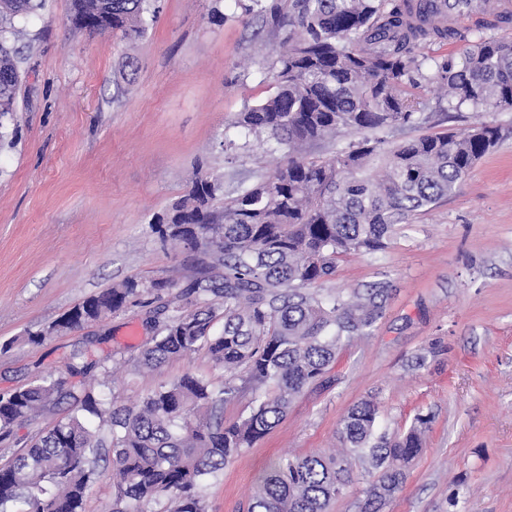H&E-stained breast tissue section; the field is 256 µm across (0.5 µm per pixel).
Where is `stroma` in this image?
I'll use <instances>...</instances> for the list:
<instances>
[{"mask_svg":"<svg viewBox=\"0 0 512 512\" xmlns=\"http://www.w3.org/2000/svg\"><path fill=\"white\" fill-rule=\"evenodd\" d=\"M157 5L156 21L132 44L76 30L71 0H46L23 26L16 110L0 121V392L63 374L78 347L120 363L100 389L117 406L188 372L224 380L203 348L150 374L133 368L162 305L201 270L196 254L163 241L151 221L195 169L221 176L229 189L273 171L265 144L234 121L273 93L263 62L276 56L279 39L233 0ZM215 10L223 23L212 22ZM421 94L425 124L388 142L478 120L510 134L447 199L395 225L384 249L337 259L318 292L385 289L382 317L368 335L342 343L323 382L212 481L208 512H242L278 457L340 448L343 417L371 397L379 432L431 418L421 454L380 512H512V112L449 110L433 84ZM132 278L167 287L80 330L25 342L88 296ZM72 408L67 400L17 425L0 461Z\"/></svg>","mask_w":512,"mask_h":512,"instance_id":"1","label":"stroma"}]
</instances>
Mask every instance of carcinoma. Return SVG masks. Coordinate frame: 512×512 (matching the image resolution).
<instances>
[{"instance_id": "1", "label": "carcinoma", "mask_w": 512, "mask_h": 512, "mask_svg": "<svg viewBox=\"0 0 512 512\" xmlns=\"http://www.w3.org/2000/svg\"><path fill=\"white\" fill-rule=\"evenodd\" d=\"M45 0H0V119L16 110L21 76L15 46L18 25ZM244 16L271 22L286 50L269 69L275 91L247 105L236 125L266 136L282 156L269 175L224 195V180L198 171L171 210L152 228L192 252L215 259L222 280L204 274L189 291L193 309L173 307L153 345L135 363L153 372L166 362L206 348L224 385L186 373L154 390L135 407H108L83 383L42 377L0 394V442L14 426L72 399L73 413L58 420L28 448L0 466V512H85L99 461L112 448V512H143L167 499V512H207L205 487L224 466L268 434L293 400L336 361L342 341L364 336L381 317L385 291L323 298L314 285L336 271V259L384 247L397 224L451 195L474 164L503 138L498 126L477 122L455 132L422 135L382 148L379 135L421 124V81L448 92V109H496L512 98V39L481 37L459 56L420 57L415 48L457 37L430 0H234ZM154 0H72L75 28L142 38ZM348 133L362 138L327 160L302 153L306 145ZM164 281L127 280L75 306L82 320H61L51 331L80 329L125 307ZM221 332L213 330L217 317ZM49 331V332H51ZM49 332L29 333L41 343ZM99 363L85 351L66 368L86 377ZM251 393L246 414L226 423L224 404ZM109 428L110 440L88 417ZM379 408L356 404L340 423L343 448L329 454L284 456L259 477L245 512H327L361 461L373 476L360 512L398 491L423 449L418 415L405 433H377Z\"/></svg>"}]
</instances>
